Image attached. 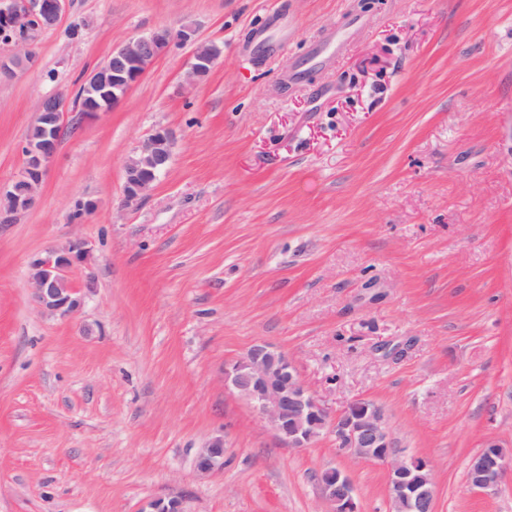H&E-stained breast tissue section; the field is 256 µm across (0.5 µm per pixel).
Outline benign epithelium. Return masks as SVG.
Instances as JSON below:
<instances>
[{"label":"benign epithelium","mask_w":512,"mask_h":512,"mask_svg":"<svg viewBox=\"0 0 512 512\" xmlns=\"http://www.w3.org/2000/svg\"><path fill=\"white\" fill-rule=\"evenodd\" d=\"M64 4L65 0H0V30L24 28V35L11 41L20 51L0 61L1 72L32 61V34L54 27L61 18ZM174 43L194 45L188 72L191 83L208 74L218 59L217 45L196 42L195 31L191 28L177 31L159 28L146 36L131 38L86 78L104 88L102 102L87 104L79 97L75 99L77 110L85 117L109 111ZM66 116L65 99L51 95L41 101L36 121L42 127V136L22 147L24 168L3 190L5 197L12 198L13 206L0 213L1 221H9L12 214L28 210L36 203V189L57 154L66 128ZM173 140L171 130L158 127L140 142L136 155L125 166L126 204L143 199L152 190L157 174L167 170ZM95 210L94 200L76 199L70 222L81 224ZM87 255L86 243L75 240L31 260L32 298L39 308L63 317L80 312L83 298L77 287L69 283V273L82 266ZM224 384L267 419L285 446L307 448L329 432L335 437L337 450L387 466L392 512H434L436 484L430 463L394 446L384 414L375 404L357 400L342 413L330 415L321 399L302 382L288 356L266 343L252 346L225 368ZM195 466L204 473L222 468L224 438L215 437L200 449ZM508 471L512 473V455L490 442L471 458L468 485L472 490H494ZM320 484L332 505V512H358L354 487L340 470H323ZM150 512H184V509L177 498L158 499L150 504Z\"/></svg>","instance_id":"7a95c632"}]
</instances>
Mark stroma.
I'll return each mask as SVG.
<instances>
[{
  "label": "stroma",
  "instance_id": "stroma-1",
  "mask_svg": "<svg viewBox=\"0 0 512 512\" xmlns=\"http://www.w3.org/2000/svg\"><path fill=\"white\" fill-rule=\"evenodd\" d=\"M192 25L222 54L193 85L175 44L113 110L71 113L37 205L0 223V512H390L386 466L332 435L285 447L224 386L267 343L331 413L364 399L433 466L436 512H512V0H66L0 77V185L41 99L113 50ZM171 163L137 204L124 167L153 128ZM96 200L85 223L71 203ZM80 313L39 309L30 261L73 239ZM224 439L222 470L195 459ZM512 473V455L490 442L470 460L467 481L472 490H495L506 472ZM320 484L333 512H358L354 487L349 478L336 468L321 472Z\"/></svg>",
  "mask_w": 512,
  "mask_h": 512
}]
</instances>
